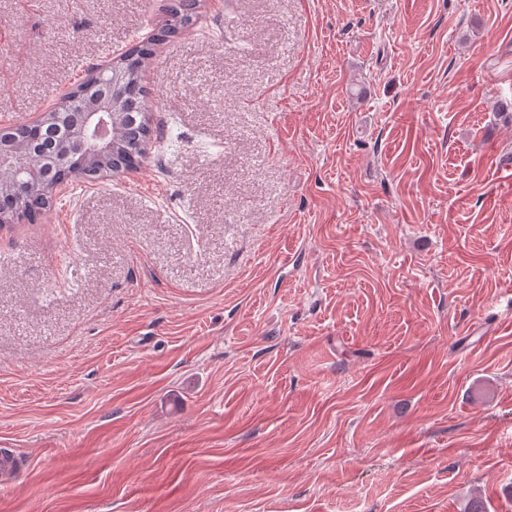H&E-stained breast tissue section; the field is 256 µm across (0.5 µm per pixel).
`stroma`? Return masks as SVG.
Returning a JSON list of instances; mask_svg holds the SVG:
<instances>
[{
	"mask_svg": "<svg viewBox=\"0 0 512 512\" xmlns=\"http://www.w3.org/2000/svg\"><path fill=\"white\" fill-rule=\"evenodd\" d=\"M173 0H0V126ZM137 170L0 229V512H512V0H197Z\"/></svg>",
	"mask_w": 512,
	"mask_h": 512,
	"instance_id": "35a3bbf8",
	"label": "stroma"
}]
</instances>
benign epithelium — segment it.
<instances>
[{
    "mask_svg": "<svg viewBox=\"0 0 512 512\" xmlns=\"http://www.w3.org/2000/svg\"><path fill=\"white\" fill-rule=\"evenodd\" d=\"M113 61L104 60L90 77L103 84L102 94L83 102L79 123L61 141L59 151L49 164L31 154L24 139L0 131V169L9 168L19 177L0 178V200L10 204L0 208L1 224H21L29 215L24 212L23 193L34 184L49 193L59 182L73 177L109 178L118 173L112 168L115 141L112 125L122 117V91L117 74L108 73Z\"/></svg>",
    "mask_w": 512,
    "mask_h": 512,
    "instance_id": "1",
    "label": "benign epithelium"
}]
</instances>
